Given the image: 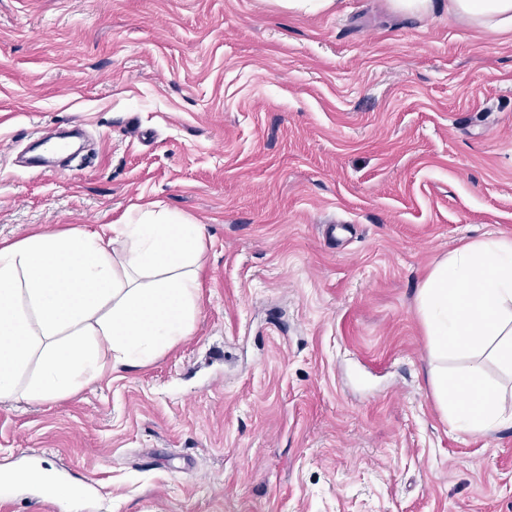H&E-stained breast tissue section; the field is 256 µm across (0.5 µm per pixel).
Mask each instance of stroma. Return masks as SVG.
<instances>
[{"label":"stroma","instance_id":"1","mask_svg":"<svg viewBox=\"0 0 512 512\" xmlns=\"http://www.w3.org/2000/svg\"><path fill=\"white\" fill-rule=\"evenodd\" d=\"M85 131L86 164L27 162ZM203 225L191 336L0 399L12 512H512V424L449 425L417 290L512 240V34L387 0H0V240Z\"/></svg>","mask_w":512,"mask_h":512}]
</instances>
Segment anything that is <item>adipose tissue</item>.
I'll use <instances>...</instances> for the list:
<instances>
[{
  "mask_svg": "<svg viewBox=\"0 0 512 512\" xmlns=\"http://www.w3.org/2000/svg\"><path fill=\"white\" fill-rule=\"evenodd\" d=\"M483 31H512V0H390L429 16L440 5ZM204 228L164 211L88 231L0 241V398L45 401L143 366L194 331ZM435 345V399L454 430L512 423V388L482 380L480 363L512 377V241L487 238L438 262L417 292Z\"/></svg>",
  "mask_w": 512,
  "mask_h": 512,
  "instance_id": "adipose-tissue-1",
  "label": "adipose tissue"
}]
</instances>
